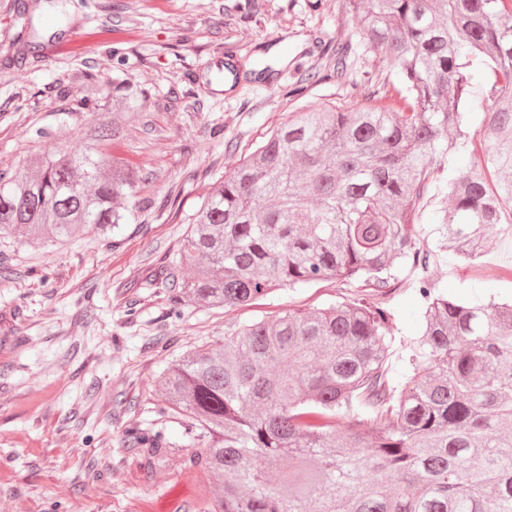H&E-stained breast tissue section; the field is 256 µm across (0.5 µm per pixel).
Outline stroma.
<instances>
[{
	"label": "stroma",
	"mask_w": 512,
	"mask_h": 512,
	"mask_svg": "<svg viewBox=\"0 0 512 512\" xmlns=\"http://www.w3.org/2000/svg\"><path fill=\"white\" fill-rule=\"evenodd\" d=\"M226 0H0V169L20 171L62 145L78 147L100 98L136 99L117 115L114 153L148 173L135 221L102 235L27 246L0 240V512H198L210 485L185 461L197 446L188 418L163 413L154 382L166 363L210 344L229 326L351 295L315 282L273 291L255 305L173 311L145 285L176 263L188 217L215 182L306 105L343 108L372 97L365 52L342 0H255L243 19ZM351 46L352 69L321 62ZM232 58L237 81L219 66ZM320 78L305 82L307 68ZM305 92L288 96L295 84ZM233 150H225V142ZM428 275L451 294L512 299V236L480 260L456 258ZM414 273L384 300L393 334L417 328ZM161 432L171 453L151 467L128 447L130 428Z\"/></svg>",
	"instance_id": "stroma-1"
}]
</instances>
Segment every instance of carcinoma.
I'll list each match as a JSON object with an SVG mask.
<instances>
[{
  "mask_svg": "<svg viewBox=\"0 0 512 512\" xmlns=\"http://www.w3.org/2000/svg\"><path fill=\"white\" fill-rule=\"evenodd\" d=\"M368 51L388 60L368 105L295 113L215 183L191 215L177 267L145 285L181 307L247 306L275 287L359 282L341 303L230 326L157 378L166 409L201 429L188 463L212 487L200 512H512V303L438 291L430 257L474 261L512 232V0H343ZM351 51L336 44V77ZM107 113L134 97L91 101ZM483 114L467 131L468 115ZM0 170V238L30 245L106 235L135 219L148 175L105 145ZM472 150L435 196L436 251L420 199L437 158ZM420 268L421 335L393 350L376 300ZM127 442L152 456L158 434Z\"/></svg>",
  "mask_w": 512,
  "mask_h": 512,
  "instance_id": "carcinoma-1",
  "label": "carcinoma"
}]
</instances>
